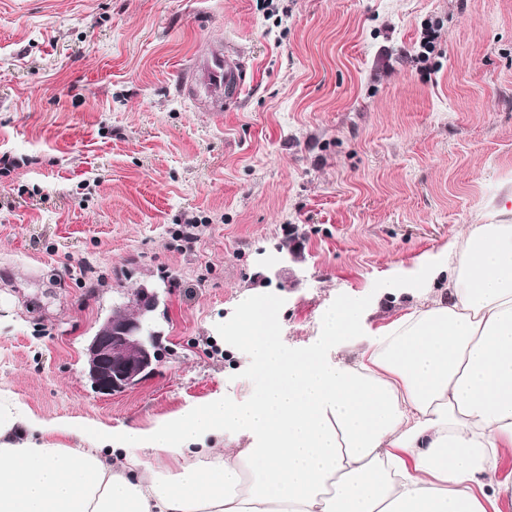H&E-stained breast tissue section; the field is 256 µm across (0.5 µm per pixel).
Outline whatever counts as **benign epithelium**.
Returning <instances> with one entry per match:
<instances>
[{
	"mask_svg": "<svg viewBox=\"0 0 512 512\" xmlns=\"http://www.w3.org/2000/svg\"><path fill=\"white\" fill-rule=\"evenodd\" d=\"M160 294L141 284L115 306L85 347V376L95 392L116 395L155 373L164 332L159 324Z\"/></svg>",
	"mask_w": 512,
	"mask_h": 512,
	"instance_id": "7a95c632",
	"label": "benign epithelium"
}]
</instances>
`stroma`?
I'll return each mask as SVG.
<instances>
[{"label": "stroma", "instance_id": "1", "mask_svg": "<svg viewBox=\"0 0 512 512\" xmlns=\"http://www.w3.org/2000/svg\"><path fill=\"white\" fill-rule=\"evenodd\" d=\"M228 44L243 83L217 123L179 84ZM511 210L512 0H0V392L42 418L147 428L242 399L256 295L292 353L360 296L336 361ZM143 283L168 354L97 394L86 341Z\"/></svg>", "mask_w": 512, "mask_h": 512}]
</instances>
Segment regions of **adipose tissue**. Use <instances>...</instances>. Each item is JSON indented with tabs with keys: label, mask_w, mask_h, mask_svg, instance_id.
<instances>
[{
	"label": "adipose tissue",
	"mask_w": 512,
	"mask_h": 512,
	"mask_svg": "<svg viewBox=\"0 0 512 512\" xmlns=\"http://www.w3.org/2000/svg\"><path fill=\"white\" fill-rule=\"evenodd\" d=\"M445 288L352 357L364 305L325 315L301 353L277 307L245 300L234 333L263 375L152 427L76 428L0 395V512H500L512 472V219L448 246ZM250 437L223 448L224 433ZM81 434L86 445L64 439Z\"/></svg>",
	"instance_id": "obj_1"
}]
</instances>
